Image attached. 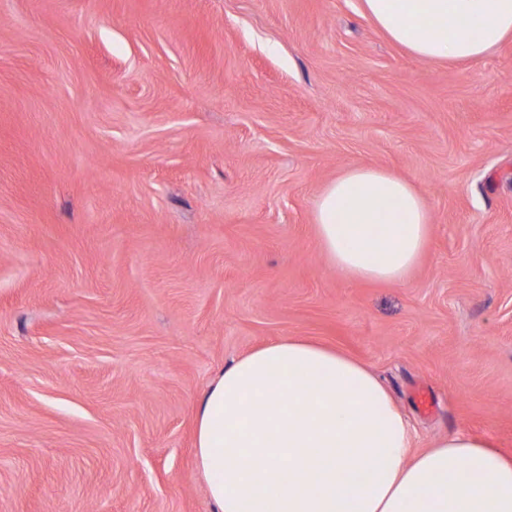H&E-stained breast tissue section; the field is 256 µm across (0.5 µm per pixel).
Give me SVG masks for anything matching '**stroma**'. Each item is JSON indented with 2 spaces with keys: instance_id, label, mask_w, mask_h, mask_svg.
<instances>
[{
  "instance_id": "obj_1",
  "label": "stroma",
  "mask_w": 512,
  "mask_h": 512,
  "mask_svg": "<svg viewBox=\"0 0 512 512\" xmlns=\"http://www.w3.org/2000/svg\"><path fill=\"white\" fill-rule=\"evenodd\" d=\"M352 166L426 200L406 284L317 243ZM284 336L373 369L415 449L512 453V36L448 64L363 0H0V512H213L199 396Z\"/></svg>"
}]
</instances>
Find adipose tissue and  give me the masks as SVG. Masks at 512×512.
<instances>
[{
  "instance_id": "adipose-tissue-1",
  "label": "adipose tissue",
  "mask_w": 512,
  "mask_h": 512,
  "mask_svg": "<svg viewBox=\"0 0 512 512\" xmlns=\"http://www.w3.org/2000/svg\"><path fill=\"white\" fill-rule=\"evenodd\" d=\"M395 43L431 62H474L512 34V0H363ZM346 280L406 283L432 226L405 178L354 166L313 210ZM380 377L344 350L283 337L244 353L202 392L195 465L215 512H512V456L457 433L414 451Z\"/></svg>"
}]
</instances>
